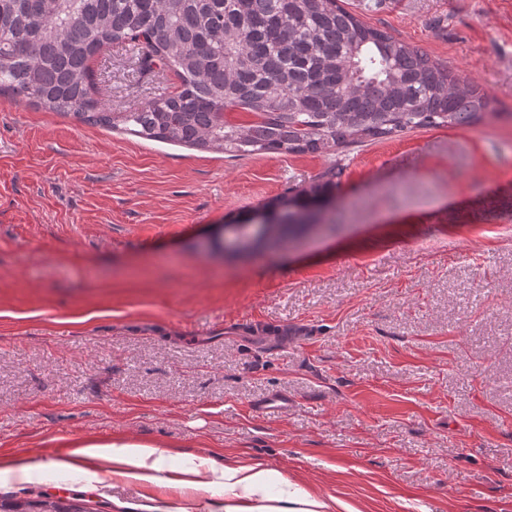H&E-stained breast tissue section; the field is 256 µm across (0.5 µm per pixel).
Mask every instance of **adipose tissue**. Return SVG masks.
Listing matches in <instances>:
<instances>
[{
	"label": "adipose tissue",
	"mask_w": 512,
	"mask_h": 512,
	"mask_svg": "<svg viewBox=\"0 0 512 512\" xmlns=\"http://www.w3.org/2000/svg\"><path fill=\"white\" fill-rule=\"evenodd\" d=\"M83 454L91 460L114 464L124 477L153 482L160 470L161 454L157 446L132 438L106 442L90 441L83 447ZM224 481V493L245 498L261 493L274 475L261 465L224 466L218 471Z\"/></svg>",
	"instance_id": "1"
}]
</instances>
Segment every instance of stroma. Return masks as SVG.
I'll return each instance as SVG.
<instances>
[{"mask_svg": "<svg viewBox=\"0 0 512 512\" xmlns=\"http://www.w3.org/2000/svg\"><path fill=\"white\" fill-rule=\"evenodd\" d=\"M364 18L481 87L494 119L231 158L0 96V459L37 463L0 496L224 512L223 488L190 486L213 460L276 471L271 505L512 512V0ZM93 70L110 112L175 86L132 46ZM333 166L324 228L248 258L208 249ZM275 394L286 410L255 412ZM120 436L158 446L161 483L65 449Z\"/></svg>", "mask_w": 512, "mask_h": 512, "instance_id": "obj_1", "label": "stroma"}]
</instances>
